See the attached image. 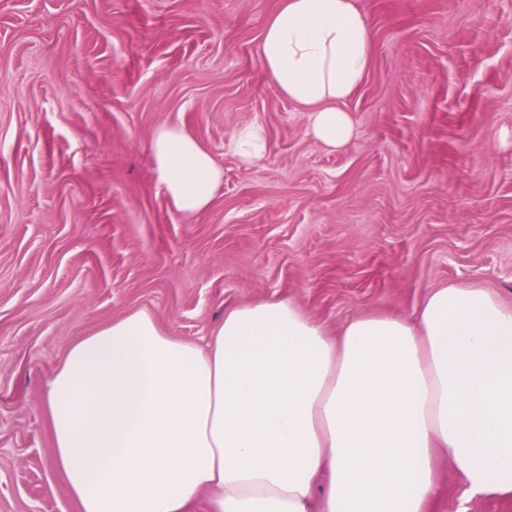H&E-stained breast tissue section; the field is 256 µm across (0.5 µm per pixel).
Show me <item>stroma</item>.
<instances>
[{
    "label": "stroma",
    "mask_w": 512,
    "mask_h": 512,
    "mask_svg": "<svg viewBox=\"0 0 512 512\" xmlns=\"http://www.w3.org/2000/svg\"><path fill=\"white\" fill-rule=\"evenodd\" d=\"M280 0H0V512H78L42 410L65 346L145 309L204 343L226 306L286 296L329 328L408 315L430 289L512 304V0H355L372 62L331 150L264 77ZM224 168L174 211L152 167L162 123ZM265 127L244 166L226 142ZM433 512L468 500L439 463Z\"/></svg>",
    "instance_id": "obj_1"
}]
</instances>
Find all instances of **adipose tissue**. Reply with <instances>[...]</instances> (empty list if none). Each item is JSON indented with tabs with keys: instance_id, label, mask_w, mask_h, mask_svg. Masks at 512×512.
<instances>
[{
	"instance_id": "adipose-tissue-1",
	"label": "adipose tissue",
	"mask_w": 512,
	"mask_h": 512,
	"mask_svg": "<svg viewBox=\"0 0 512 512\" xmlns=\"http://www.w3.org/2000/svg\"><path fill=\"white\" fill-rule=\"evenodd\" d=\"M257 52L317 141L352 140L344 103L371 63L354 0H281ZM227 146L252 163L267 132L242 124ZM151 156L179 213L224 183L184 125L157 127ZM43 412L78 512H430L441 452L470 499L512 497V306L451 283L411 318L333 335L272 296L225 308L202 345L136 310L65 347Z\"/></svg>"
}]
</instances>
